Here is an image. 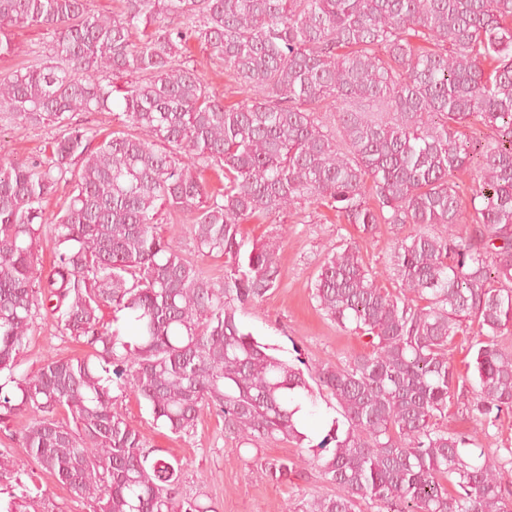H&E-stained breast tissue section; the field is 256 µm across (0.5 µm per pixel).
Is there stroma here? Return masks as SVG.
Wrapping results in <instances>:
<instances>
[{"mask_svg": "<svg viewBox=\"0 0 512 512\" xmlns=\"http://www.w3.org/2000/svg\"><path fill=\"white\" fill-rule=\"evenodd\" d=\"M12 39L17 51L0 57L2 76L26 62L44 58L53 32L39 27L17 29ZM54 135V129L49 127L0 122V157L24 160L40 155ZM244 231L252 240L282 236L279 259L285 271L278 289L255 306L239 311L246 331L274 347L280 358L291 363L299 358L309 363L336 362L350 354L369 351L368 337L342 330L319 309L312 286L327 251L346 242L358 246L368 267L383 270L396 238L401 235L399 229L384 224L375 237L366 238L354 226L338 223L332 211L310 206L301 215L282 218L276 224H247ZM469 341V335L458 336L449 352L466 383L458 388L439 423L448 431L475 437L483 447L512 448V412L501 413L488 423L470 409L473 374L466 368L471 359ZM85 351V345L59 337L50 320L40 319L29 333L21 369H36L50 354L79 356ZM116 408L140 429L149 447L164 449L183 460V494L200 498L216 512H288L291 502L334 491L311 466L306 468L304 478L288 483L269 482L260 469L259 458L294 457L298 454L297 446L282 441L256 447L237 444L225 438L223 421L215 412L204 411L195 430L178 437L154 428L148 408L134 398H119ZM22 480L39 489L34 502L22 504V512H92L89 502L50 474L33 469Z\"/></svg>", "mask_w": 512, "mask_h": 512, "instance_id": "obj_1", "label": "stroma"}]
</instances>
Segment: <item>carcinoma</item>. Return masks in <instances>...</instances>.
<instances>
[{
	"instance_id": "1",
	"label": "carcinoma",
	"mask_w": 512,
	"mask_h": 512,
	"mask_svg": "<svg viewBox=\"0 0 512 512\" xmlns=\"http://www.w3.org/2000/svg\"><path fill=\"white\" fill-rule=\"evenodd\" d=\"M30 26L55 43L0 79V121L57 135L42 157L0 160V423L31 417L0 483L34 465L93 512H214L183 495L181 464L147 447L113 390L176 436L208 408L228 439L301 448L295 399L318 388L347 427L332 423L307 462L336 493L289 512H355L367 497L386 512H512V448H475L437 423L466 332L473 409L512 410V0H118L109 15L90 0H0V56L15 50L9 28ZM192 40L243 100L224 104L187 64ZM80 112L118 126L100 138ZM63 183L50 221L43 204ZM307 205L366 237L418 229L382 272L353 246L327 254L318 307L371 350L302 369L238 312L284 278L280 241L242 226ZM183 217L194 252L224 258V280L162 228ZM104 306L131 336L101 324ZM43 315L90 352L20 373ZM260 467L274 483L304 474L288 456Z\"/></svg>"
}]
</instances>
